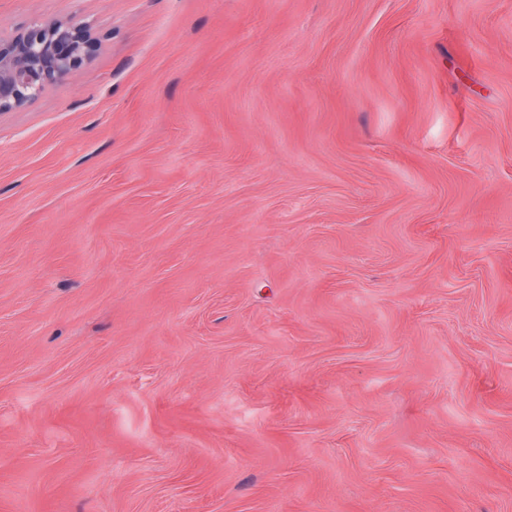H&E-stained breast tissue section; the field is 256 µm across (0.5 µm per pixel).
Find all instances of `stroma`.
<instances>
[{"label": "stroma", "mask_w": 512, "mask_h": 512, "mask_svg": "<svg viewBox=\"0 0 512 512\" xmlns=\"http://www.w3.org/2000/svg\"><path fill=\"white\" fill-rule=\"evenodd\" d=\"M70 15L0 112V512H512V0H0ZM100 47L90 24L75 16L35 18L11 33L0 28V112L24 108L68 84Z\"/></svg>", "instance_id": "stroma-1"}]
</instances>
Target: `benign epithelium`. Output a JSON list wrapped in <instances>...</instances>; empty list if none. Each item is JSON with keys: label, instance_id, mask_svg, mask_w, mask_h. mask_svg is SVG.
<instances>
[{"label": "benign epithelium", "instance_id": "benign-epithelium-1", "mask_svg": "<svg viewBox=\"0 0 512 512\" xmlns=\"http://www.w3.org/2000/svg\"><path fill=\"white\" fill-rule=\"evenodd\" d=\"M100 47L90 24L75 16L35 18L11 33L0 31V112L24 108L68 84Z\"/></svg>", "mask_w": 512, "mask_h": 512}]
</instances>
